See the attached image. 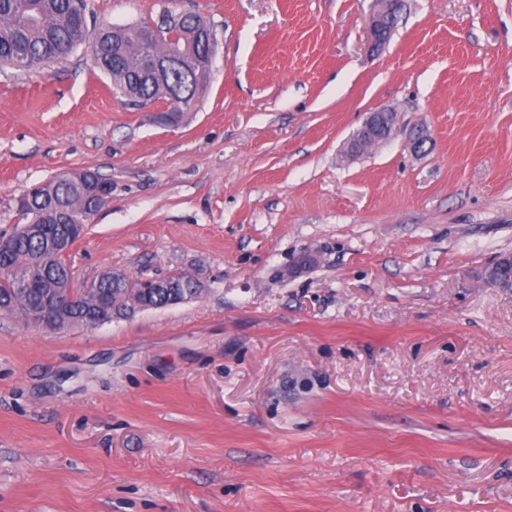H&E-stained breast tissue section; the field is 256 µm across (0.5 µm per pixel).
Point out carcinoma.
Segmentation results:
<instances>
[{
    "mask_svg": "<svg viewBox=\"0 0 512 512\" xmlns=\"http://www.w3.org/2000/svg\"><path fill=\"white\" fill-rule=\"evenodd\" d=\"M85 11L86 0H0V66L19 70L48 66L87 45L125 102H161L166 108L161 116L166 122L175 123L181 116V100L198 101L205 85L190 81L187 74L174 73L161 82L145 74L141 67L145 55L164 56L174 47L188 55L200 54L197 28L182 22L168 28L161 39L148 42L143 37L144 27L139 24L105 25L91 32ZM100 181L102 177L91 171L57 174L34 186L24 214L35 222L43 211L52 208L76 224H87L99 211L90 186ZM7 265L8 270H0V302L8 312L19 308L25 313L31 302V296H23L15 288V276L20 273L28 272L50 286L72 287L81 294L77 309L64 322L66 326L90 325L87 313L99 299L107 300L112 312L124 315L146 302L163 308L188 297L198 299L204 292L201 281L182 273L176 274L169 287L147 292L139 288V280L112 271L102 273L89 285L77 284L66 267L47 263L42 241L28 235L15 236ZM482 278L508 289L512 287V263L502 257L483 270Z\"/></svg>",
    "mask_w": 512,
    "mask_h": 512,
    "instance_id": "obj_1",
    "label": "carcinoma"
}]
</instances>
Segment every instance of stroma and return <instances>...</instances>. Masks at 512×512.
Masks as SVG:
<instances>
[{
    "label": "stroma",
    "mask_w": 512,
    "mask_h": 512,
    "mask_svg": "<svg viewBox=\"0 0 512 512\" xmlns=\"http://www.w3.org/2000/svg\"><path fill=\"white\" fill-rule=\"evenodd\" d=\"M87 3L91 26L166 6ZM167 6L218 41L177 125L84 46L0 69V234L90 170L112 201L77 280L205 285L51 334L0 311V512H512V290L481 279L512 255V0H406L377 54L375 0ZM385 106L400 128L343 159Z\"/></svg>",
    "instance_id": "stroma-1"
}]
</instances>
